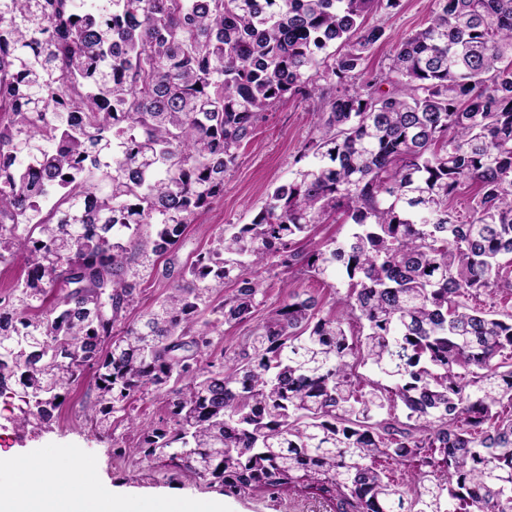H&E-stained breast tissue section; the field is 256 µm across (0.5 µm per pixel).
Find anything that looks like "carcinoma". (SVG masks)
I'll list each match as a JSON object with an SVG mask.
<instances>
[{
	"instance_id": "carcinoma-1",
	"label": "carcinoma",
	"mask_w": 512,
	"mask_h": 512,
	"mask_svg": "<svg viewBox=\"0 0 512 512\" xmlns=\"http://www.w3.org/2000/svg\"><path fill=\"white\" fill-rule=\"evenodd\" d=\"M399 3L0 0V262L26 261L0 396L22 389L19 426L91 372L99 424L146 387L167 410L114 457L227 495L309 480L334 512H512V313L467 305L512 288V0H432L346 88L384 39L365 15ZM288 96L319 102L291 180L126 323ZM338 213L350 232L308 247ZM270 261L339 279L343 312L290 294L210 360L202 306L232 282L224 323L249 322Z\"/></svg>"
}]
</instances>
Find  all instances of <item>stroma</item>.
Segmentation results:
<instances>
[{
  "mask_svg": "<svg viewBox=\"0 0 512 512\" xmlns=\"http://www.w3.org/2000/svg\"><path fill=\"white\" fill-rule=\"evenodd\" d=\"M430 7L431 0H401L397 8L376 9L368 14L367 24L383 27L386 39L368 58L367 73L379 72L398 40L425 27ZM315 110L314 101L289 97L266 112L255 136L241 149L237 167L225 177L223 197L188 226L175 254L156 261L145 288L127 313L128 320L140 319L165 294L169 271H180L197 251L209 248L224 225L250 223L268 191L288 182L296 157L314 133ZM267 278L270 288L266 305L258 309L256 319H263L268 308L278 305L290 290L318 297L325 310L336 308L335 289L314 277L276 267ZM92 389L91 378H84L52 421L23 429L14 423L23 406L20 395L0 397V456L38 453L62 462L93 460L102 484L140 507L153 500L176 497L217 507L220 512H333L316 488L305 483L287 492L259 489L245 496L229 497L219 487H206L186 471L173 473L157 462L114 459L112 444L128 440V425L117 415L111 429L99 427L91 410Z\"/></svg>",
  "mask_w": 512,
  "mask_h": 512,
  "instance_id": "1",
  "label": "stroma"
}]
</instances>
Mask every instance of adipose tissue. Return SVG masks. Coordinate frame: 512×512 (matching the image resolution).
<instances>
[{
    "label": "adipose tissue",
    "instance_id": "1",
    "mask_svg": "<svg viewBox=\"0 0 512 512\" xmlns=\"http://www.w3.org/2000/svg\"><path fill=\"white\" fill-rule=\"evenodd\" d=\"M9 480H0V512H133L129 500L99 486L96 467L83 461L63 468L54 458L6 459Z\"/></svg>",
    "mask_w": 512,
    "mask_h": 512
}]
</instances>
